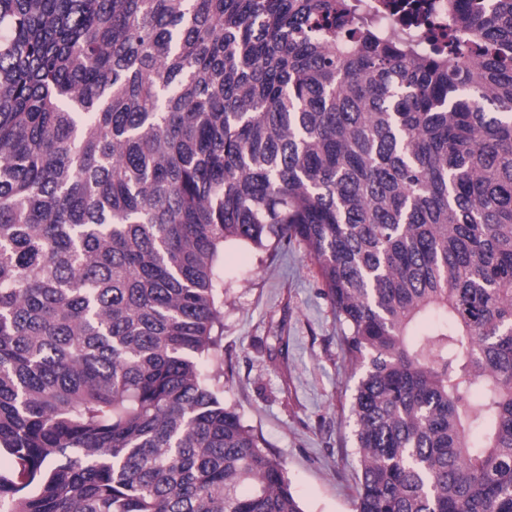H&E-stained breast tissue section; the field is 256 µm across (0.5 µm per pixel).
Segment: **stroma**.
<instances>
[{
    "label": "stroma",
    "mask_w": 512,
    "mask_h": 512,
    "mask_svg": "<svg viewBox=\"0 0 512 512\" xmlns=\"http://www.w3.org/2000/svg\"><path fill=\"white\" fill-rule=\"evenodd\" d=\"M224 401L285 465L305 512H355L359 376L302 244L224 247Z\"/></svg>",
    "instance_id": "obj_1"
}]
</instances>
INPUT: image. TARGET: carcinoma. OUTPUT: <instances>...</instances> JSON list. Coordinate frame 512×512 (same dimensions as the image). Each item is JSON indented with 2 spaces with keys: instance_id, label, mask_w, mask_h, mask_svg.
I'll list each match as a JSON object with an SVG mask.
<instances>
[{
  "instance_id": "cac0c4a2",
  "label": "carcinoma",
  "mask_w": 512,
  "mask_h": 512,
  "mask_svg": "<svg viewBox=\"0 0 512 512\" xmlns=\"http://www.w3.org/2000/svg\"><path fill=\"white\" fill-rule=\"evenodd\" d=\"M297 240L356 512H512V0H0V512H303L224 404V243ZM358 13L378 30L411 39L420 53L441 47L429 33L448 30L447 0H351Z\"/></svg>"
}]
</instances>
